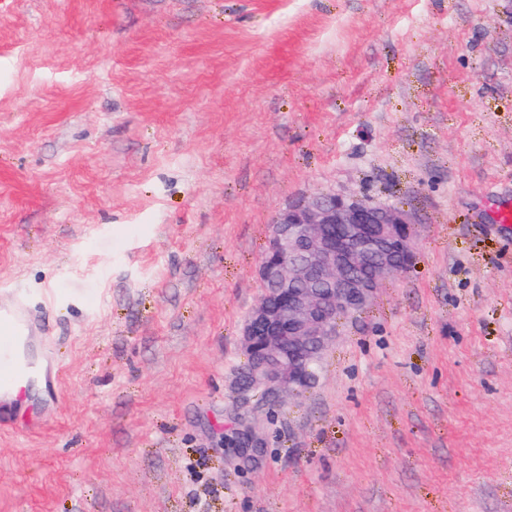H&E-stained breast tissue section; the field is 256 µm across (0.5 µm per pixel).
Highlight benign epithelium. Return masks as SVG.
<instances>
[{
	"instance_id": "benign-epithelium-1",
	"label": "benign epithelium",
	"mask_w": 512,
	"mask_h": 512,
	"mask_svg": "<svg viewBox=\"0 0 512 512\" xmlns=\"http://www.w3.org/2000/svg\"><path fill=\"white\" fill-rule=\"evenodd\" d=\"M414 255L412 222L399 207L329 191L282 209L258 266L264 294L242 330L243 400L256 396L271 410L307 388L339 321L369 305ZM232 434L242 456L266 445L259 417L237 418Z\"/></svg>"
}]
</instances>
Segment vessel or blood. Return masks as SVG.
Returning <instances> with one entry per match:
<instances>
[{"mask_svg": "<svg viewBox=\"0 0 512 512\" xmlns=\"http://www.w3.org/2000/svg\"><path fill=\"white\" fill-rule=\"evenodd\" d=\"M30 311L23 292L0 304V399L10 398L33 374L28 359Z\"/></svg>", "mask_w": 512, "mask_h": 512, "instance_id": "vessel-or-blood-1", "label": "vessel or blood"}]
</instances>
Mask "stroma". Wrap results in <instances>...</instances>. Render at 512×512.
<instances>
[{"instance_id":"1","label":"stroma","mask_w":512,"mask_h":512,"mask_svg":"<svg viewBox=\"0 0 512 512\" xmlns=\"http://www.w3.org/2000/svg\"><path fill=\"white\" fill-rule=\"evenodd\" d=\"M403 207L243 466L278 211ZM512 0H0V302L58 398L0 406V512H512ZM232 444L242 456H254L266 445V437L262 420L259 417H237L235 426L231 428Z\"/></svg>"}]
</instances>
